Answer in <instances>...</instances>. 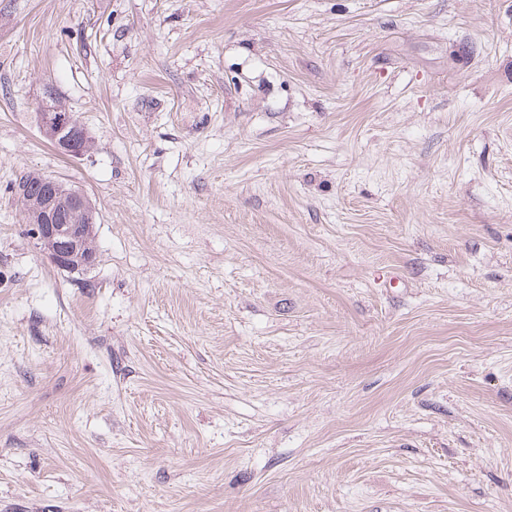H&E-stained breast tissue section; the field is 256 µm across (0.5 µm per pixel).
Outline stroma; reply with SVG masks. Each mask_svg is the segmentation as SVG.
Returning a JSON list of instances; mask_svg holds the SVG:
<instances>
[{"label": "stroma", "mask_w": 512, "mask_h": 512, "mask_svg": "<svg viewBox=\"0 0 512 512\" xmlns=\"http://www.w3.org/2000/svg\"><path fill=\"white\" fill-rule=\"evenodd\" d=\"M0 512H512V0H0ZM53 108L54 109L51 112H39L38 123L43 130H48L50 132V136L58 150L66 155L75 157L82 156V153L84 155L91 153V150H93V143L86 134L78 118L72 112H68L60 104L55 103ZM52 112L65 116L69 122L64 121L63 117L57 116L55 118ZM70 123L71 130L74 131L75 136L79 140V148L75 146L73 138H70L69 136L59 138L64 131L70 127ZM79 149L81 151H79ZM45 178L46 177L43 175L32 172L26 174L20 179L17 184L16 196L21 214L27 224H34V233L36 237H40L41 239H64L62 249L56 248L55 241H40L41 248H43V250H45L49 255L52 252L51 250L56 248V252L49 256L56 266L70 271H76L82 267H89L93 265L95 261L94 257L96 258L94 237L91 235H84L88 234L89 231H91V233L93 232L94 222L92 219L89 220V216L93 213L91 207L89 208L88 213L84 214L73 211L67 204H60L56 211L55 199L61 192L66 190V188L58 180L47 177V192L46 183L44 182ZM39 211L40 213L37 224L36 220ZM56 212H58L57 218L60 224L56 223ZM88 220L89 224H87ZM64 224L68 225L73 230L65 228ZM83 224H86L85 233H82ZM73 232H77L80 235L79 247L77 236H75ZM76 252V258H79L77 262H80L81 259L86 256L94 257L87 260L84 259L80 266L77 265L74 267L70 261L71 257Z\"/></svg>", "instance_id": "obj_1"}]
</instances>
